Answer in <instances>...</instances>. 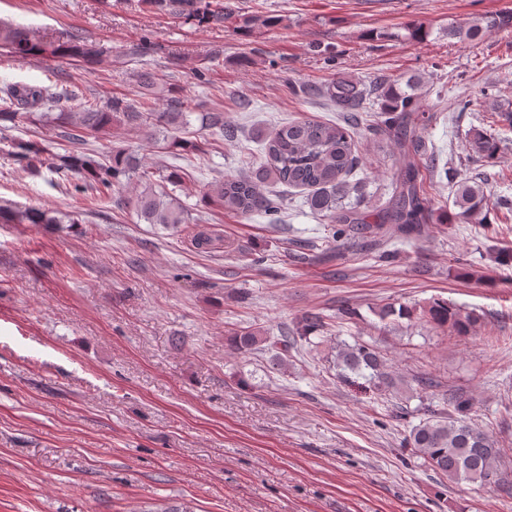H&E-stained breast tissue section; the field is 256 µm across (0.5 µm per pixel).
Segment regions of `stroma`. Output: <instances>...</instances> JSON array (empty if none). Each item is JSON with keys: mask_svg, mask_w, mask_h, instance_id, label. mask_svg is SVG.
Masks as SVG:
<instances>
[{"mask_svg": "<svg viewBox=\"0 0 512 512\" xmlns=\"http://www.w3.org/2000/svg\"><path fill=\"white\" fill-rule=\"evenodd\" d=\"M240 27L199 23L138 8L136 0H0V21L39 38L79 35L104 50L99 64L68 58L15 60L0 49V87L44 85L74 111L114 96L171 94L197 105L184 137L201 136L200 113L220 111L236 138L203 155H178L166 136L145 140L113 126L93 141L128 149L149 164L186 172L175 195L192 223L147 224L92 192H75L50 171H22L0 144V202L78 215L76 224L0 223V512H512V496L434 474L403 445L414 411L390 418L394 396L337 377V341L377 343L394 372L428 374L440 391L473 400L470 417L494 435L512 469V122L490 112L512 104V31L444 37L448 23L512 12V0H229ZM430 32L409 40L404 27ZM147 69L155 87L142 92ZM344 73L418 76L427 122L419 171L445 208L452 185L488 183L485 223L432 220L419 239H392L391 259L346 240L327 242V222L306 190L267 185L282 220L208 206L215 181L259 166L254 130L305 118L344 123L348 113L301 92ZM468 109H459V101ZM358 130L354 180L375 221L404 162L377 117ZM501 141L495 159L473 153L476 131ZM224 238L196 249L197 227ZM441 299L480 320L457 336L415 321L383 327L388 302ZM354 319L339 318L342 306ZM325 325L289 346L282 369L271 353L230 349L235 330L296 336L301 319Z\"/></svg>", "mask_w": 512, "mask_h": 512, "instance_id": "35a3bbf8", "label": "stroma"}]
</instances>
